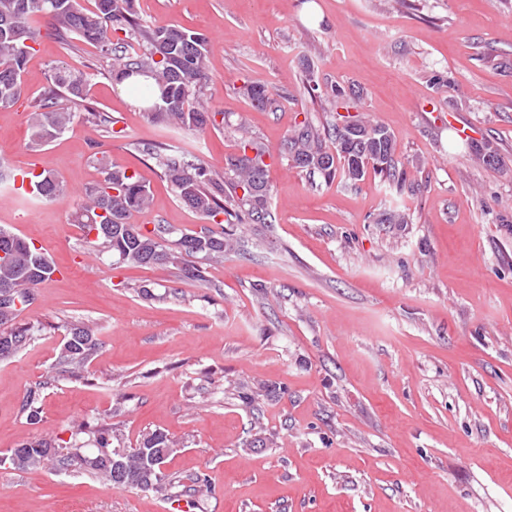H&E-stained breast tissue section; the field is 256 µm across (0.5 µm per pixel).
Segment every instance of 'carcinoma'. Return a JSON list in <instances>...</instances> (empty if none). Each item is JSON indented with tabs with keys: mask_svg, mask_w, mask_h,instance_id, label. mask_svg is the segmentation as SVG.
Instances as JSON below:
<instances>
[{
	"mask_svg": "<svg viewBox=\"0 0 512 512\" xmlns=\"http://www.w3.org/2000/svg\"><path fill=\"white\" fill-rule=\"evenodd\" d=\"M35 18L48 19L57 39L65 46L77 38L93 44L112 57V79L121 83L148 71L151 83L138 88L139 95L152 101L145 112L165 126L203 132L217 126L216 113L201 104L208 80V40L171 24H143L136 12V0H92L84 7L78 0H0V109L14 106L24 93L22 73L37 42L31 25ZM125 38H120L119 33ZM304 88L315 99L335 109L348 110L362 99L359 91L334 86L321 89L314 71L306 69ZM89 75L57 68L51 85L32 105L29 114L33 146L60 135L79 113L63 105L85 100ZM252 104L263 110L280 108L282 95L267 84L250 81L243 86ZM237 152L226 159L224 171L207 166L190 152L164 144H144L139 151L154 161L174 188L181 203L220 226L198 231L180 230L156 224L145 232L132 216L149 207L151 197L139 175L112 163L105 155H91L103 179L85 188L73 222L83 232L87 249L112 256L119 265L155 266L174 271L183 282L203 283L207 269L224 262V253L246 245L234 244L227 224H273L269 147L253 137L245 124L237 128ZM281 154L291 165L330 183L335 179L355 184L370 172L390 184L402 186L407 172L396 158V144L390 130L379 123L342 116L325 130L309 120L297 124L284 140ZM38 179L37 197L52 200L68 192L58 175L44 171ZM224 219H219V216ZM410 215L401 208L381 214L380 224H407ZM56 268L42 248L0 227V359L3 349L15 355L40 332L35 325H14L19 312L34 305L37 289L50 280ZM100 347L94 325L80 322L67 329L58 360V374L84 377L88 363ZM43 386L28 388L21 411L32 424L41 421L39 403ZM122 437L110 426L72 428L69 440L33 435L9 450L10 467L34 470L49 466L66 470L77 467L117 487L151 492L170 500L183 495L202 496L210 489L204 474L185 479L165 472L161 464L175 452L178 442L169 433L153 430L141 436L139 446L125 449L118 458L114 448Z\"/></svg>",
	"mask_w": 512,
	"mask_h": 512,
	"instance_id": "obj_1",
	"label": "carcinoma"
}]
</instances>
